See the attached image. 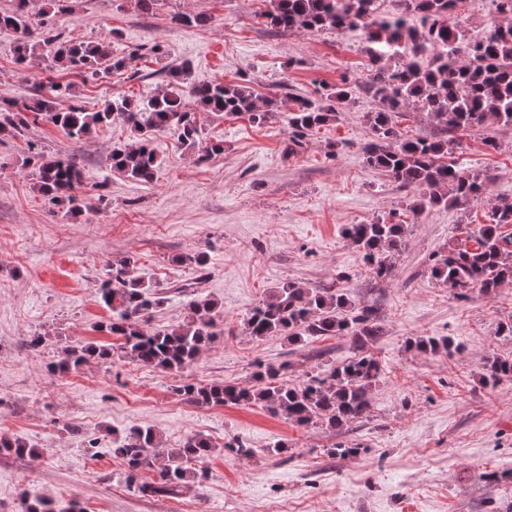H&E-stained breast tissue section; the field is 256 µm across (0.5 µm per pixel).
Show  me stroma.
Instances as JSON below:
<instances>
[{"mask_svg":"<svg viewBox=\"0 0 512 512\" xmlns=\"http://www.w3.org/2000/svg\"><path fill=\"white\" fill-rule=\"evenodd\" d=\"M264 0H160L142 12L136 0H69L52 15L62 40L112 39L132 55L131 69L101 80L49 71L36 60L15 62L16 37L0 31V101L31 97L47 80L74 83L82 105L96 111L116 96H153L169 72L187 68L193 84L248 82L260 96L276 95L279 110L264 126L246 117L196 113L205 143L220 142L208 161L174 133L159 134L162 160L154 180L139 184L113 171L112 148L129 143L123 124L77 141L52 124L24 135L0 136V433L33 448V455L0 454V512H22L30 492L61 512H512V380L484 385L488 357L512 359V284L496 295L459 297L431 278L430 257L461 232L490 223L491 206L512 201V128L460 133L456 162L490 175L485 196L460 207L412 213L410 191L367 168L359 146L369 136L359 99L336 121L314 130L288 153L289 110L318 98L323 87L366 77L369 44L347 30L274 32L258 15ZM204 16L191 27L175 14ZM498 140L485 146V137ZM340 150L329 157L328 145ZM70 157L84 172L87 211L68 213L34 190V155ZM384 217L407 226L395 274L366 271L348 224ZM201 254L204 266L187 263ZM135 257L134 276L164 302L151 327L184 321L189 304L206 297L217 306L222 336L194 363L162 371L120 359L90 361L53 373L65 345L118 346L102 330L110 312L94 293L108 270ZM305 288L334 282L374 309L385 328L371 351L385 373L372 391L367 421L341 432L297 426L257 406H188L185 383L247 386L258 366L289 362L288 383H301L321 360L344 361L353 351L342 337L295 349L278 336L252 339L244 321L271 288L286 281ZM44 336L39 349L29 337ZM448 336L460 351L420 355L408 338ZM149 427L163 447L207 438L214 451L206 478L173 497H148L127 480L114 453L116 438ZM256 448L239 456L231 444ZM287 453L272 456L275 444ZM359 444L358 454L329 453L336 443ZM499 473L490 481V473Z\"/></svg>","mask_w":512,"mask_h":512,"instance_id":"35a3bbf8","label":"stroma"}]
</instances>
